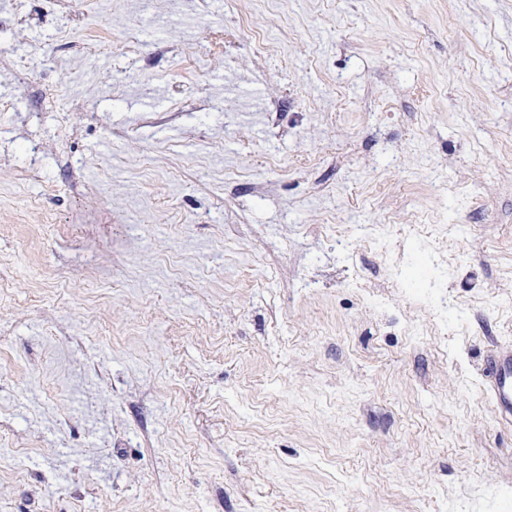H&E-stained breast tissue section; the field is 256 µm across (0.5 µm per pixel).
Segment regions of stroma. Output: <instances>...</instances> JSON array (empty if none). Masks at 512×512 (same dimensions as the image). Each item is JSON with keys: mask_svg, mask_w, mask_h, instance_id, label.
<instances>
[{"mask_svg": "<svg viewBox=\"0 0 512 512\" xmlns=\"http://www.w3.org/2000/svg\"><path fill=\"white\" fill-rule=\"evenodd\" d=\"M1 100L0 512H512V0H0ZM415 237H419V243L409 254L406 262L405 280L414 291L420 304L433 308L437 313V320L432 327L433 334L444 336L448 333V293L442 289L431 288L440 276L441 266L448 261V257L442 253V259L438 260L435 251L415 229ZM444 258H446L444 260ZM486 392L500 413L501 421L512 424V346L489 350L483 359Z\"/></svg>", "mask_w": 512, "mask_h": 512, "instance_id": "1", "label": "stroma"}]
</instances>
